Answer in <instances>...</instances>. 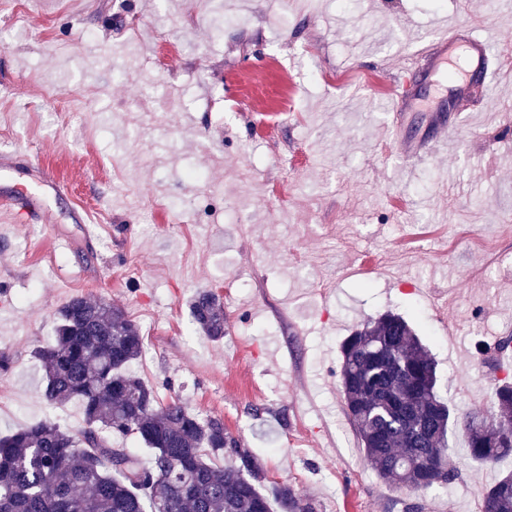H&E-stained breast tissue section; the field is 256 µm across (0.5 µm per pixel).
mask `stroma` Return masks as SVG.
<instances>
[{
    "mask_svg": "<svg viewBox=\"0 0 512 512\" xmlns=\"http://www.w3.org/2000/svg\"><path fill=\"white\" fill-rule=\"evenodd\" d=\"M442 20L512 55V0H0V198L51 216L0 212V434L81 426L77 402L42 398L34 352L60 306L101 298L139 327L162 400L223 420L319 512H478L512 457L471 462L456 431L460 479L392 488L339 386L343 341L386 312L457 416L512 380V72L446 153L408 169L384 134L397 70ZM203 290L218 342L191 315ZM3 201L13 224H32L43 219L41 212L33 207L32 197L28 194H13ZM191 312L195 323L212 341L224 338V306L212 291H201L195 297Z\"/></svg>",
    "mask_w": 512,
    "mask_h": 512,
    "instance_id": "35a3bbf8",
    "label": "stroma"
}]
</instances>
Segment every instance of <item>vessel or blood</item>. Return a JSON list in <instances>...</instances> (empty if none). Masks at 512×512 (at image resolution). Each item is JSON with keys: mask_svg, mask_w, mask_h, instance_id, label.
Returning a JSON list of instances; mask_svg holds the SVG:
<instances>
[{"mask_svg": "<svg viewBox=\"0 0 512 512\" xmlns=\"http://www.w3.org/2000/svg\"><path fill=\"white\" fill-rule=\"evenodd\" d=\"M492 53L493 43L489 37L460 24L446 28L424 50V65L432 83H439L441 77L450 72L454 73L455 82L448 91L447 103H435L430 107L431 120L440 129L438 137H398L397 143L407 161H418L427 152L441 149L454 138L457 124L450 121L448 115L469 111V84L472 78H479L489 88L496 83L498 72L487 65ZM394 98V108L399 112L415 111L421 102L417 87L409 78L398 85ZM1 203H4L12 223L31 224L43 219L41 212L33 207L30 195L14 194Z\"/></svg>", "mask_w": 512, "mask_h": 512, "instance_id": "1", "label": "vessel or blood"}]
</instances>
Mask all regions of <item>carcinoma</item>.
Wrapping results in <instances>:
<instances>
[{
    "instance_id": "obj_1",
    "label": "carcinoma",
    "mask_w": 512,
    "mask_h": 512,
    "mask_svg": "<svg viewBox=\"0 0 512 512\" xmlns=\"http://www.w3.org/2000/svg\"><path fill=\"white\" fill-rule=\"evenodd\" d=\"M191 312L209 339L224 338L218 295L199 292ZM143 344L138 327L105 300L75 297L58 309L55 336L35 352L42 395L78 402L83 424L45 420L0 436V512H316L286 483L265 491L264 469L222 420L201 418L178 398L160 400L134 370ZM341 357L345 412L378 478L413 491L460 478L448 448L456 419L415 329L387 312L353 330ZM508 428L512 382L503 380L490 408L462 418L470 458L511 457ZM114 435L135 437L148 457L124 448L113 462ZM481 512H512V473L485 488Z\"/></svg>"
}]
</instances>
